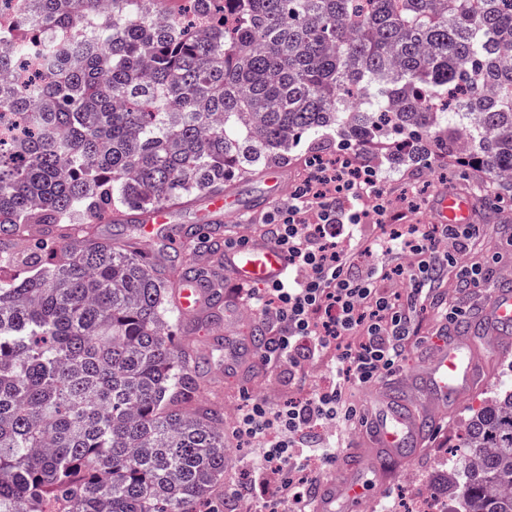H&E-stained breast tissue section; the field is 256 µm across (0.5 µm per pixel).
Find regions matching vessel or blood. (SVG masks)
I'll return each mask as SVG.
<instances>
[{
    "instance_id": "vessel-or-blood-1",
    "label": "vessel or blood",
    "mask_w": 512,
    "mask_h": 512,
    "mask_svg": "<svg viewBox=\"0 0 512 512\" xmlns=\"http://www.w3.org/2000/svg\"><path fill=\"white\" fill-rule=\"evenodd\" d=\"M235 196L217 194L207 201L206 222L223 223L229 215L238 213ZM436 220L441 224L469 223L474 208L468 197L439 189L434 202ZM168 208L155 210L138 233L148 242L167 240L172 222ZM288 261L269 240L249 237L243 245L225 250L224 275L235 288L256 283L275 282L283 278ZM176 303L185 317L204 313L209 306V292L204 280L196 278L181 284ZM512 290L496 289L488 298L479 328V339L468 336L433 338L430 355L421 369L418 382L427 394L426 400L411 408L392 399L382 398L373 408L378 436L376 446L382 457L397 460L411 458L421 443L426 425L455 405L475 386L480 363L478 345L491 347L498 355L512 354ZM377 460L368 458L360 449H348L344 454V474L340 479H327L321 484L318 512H335L338 504L357 508L367 497L362 481L363 470L377 469Z\"/></svg>"
}]
</instances>
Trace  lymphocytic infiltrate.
Masks as SVG:
<instances>
[{"label": "lymphocytic infiltrate", "mask_w": 512, "mask_h": 512, "mask_svg": "<svg viewBox=\"0 0 512 512\" xmlns=\"http://www.w3.org/2000/svg\"><path fill=\"white\" fill-rule=\"evenodd\" d=\"M380 182L377 166L342 143L332 162L313 158L287 204L269 216L266 237L286 255L288 275L262 290L243 291L244 300L272 323L261 361L297 369L326 355L331 382L282 407L254 399L241 409L232 435L255 454L248 460V484L226 485L225 497L245 501L257 494L263 512H283L289 496L301 503L300 512H311V488L337 451L304 450V433L352 422L357 411L344 400L348 384L371 387L400 374L414 315L448 262L441 243L451 241L464 252L479 233L475 224L404 223ZM370 198L388 231L367 244L349 242L345 229L363 222L368 213L358 204ZM406 253L415 264L394 265ZM403 274L408 289H381L379 278Z\"/></svg>", "instance_id": "1"}]
</instances>
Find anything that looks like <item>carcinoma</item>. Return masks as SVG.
I'll return each mask as SVG.
<instances>
[{
  "label": "carcinoma",
  "mask_w": 512,
  "mask_h": 512,
  "mask_svg": "<svg viewBox=\"0 0 512 512\" xmlns=\"http://www.w3.org/2000/svg\"><path fill=\"white\" fill-rule=\"evenodd\" d=\"M34 0L0 31V512H223L224 410L170 273L73 227L207 199L335 129L465 159L512 195V0ZM42 224L46 229L28 234ZM188 249L221 239L184 230ZM456 512H512V390L473 411Z\"/></svg>",
  "instance_id": "carcinoma-1"
}]
</instances>
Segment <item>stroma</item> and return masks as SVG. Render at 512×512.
Listing matches in <instances>:
<instances>
[{"label": "stroma", "mask_w": 512, "mask_h": 512, "mask_svg": "<svg viewBox=\"0 0 512 512\" xmlns=\"http://www.w3.org/2000/svg\"><path fill=\"white\" fill-rule=\"evenodd\" d=\"M339 140L337 132L326 131L319 136L303 139L290 154L283 168L284 177L280 183L279 204H286L292 187L304 180L308 174L307 160L311 151L329 154ZM362 157L374 162L382 176L381 189L392 204H400L408 189L419 190L422 194L420 207L407 213L406 223L428 224L432 221V203L436 191L445 187L454 193L472 197L477 205L473 218L481 229L480 236L464 257L466 265L481 269L485 281L475 290L464 289L456 276L455 269H446L435 285L433 302L419 312L414 325L418 336H435L442 323L437 304L445 299L456 300L464 317L475 321L482 303L490 293L512 278V201H495L482 184L483 174L476 169L461 174L455 161L430 160L429 164L416 166L401 161L392 139L361 146ZM242 208L241 214L226 219L223 239H234L239 229H246L257 235H264L267 211H254V204L267 197V177L238 178L227 186ZM327 371L326 360L307 363L303 375L294 378L288 371L258 366L251 381L242 383L238 375L224 372L223 362H215L207 368L204 379L207 384L206 397L228 412H239L248 398L259 396L261 388H270L267 400L280 404L291 397H301L311 392L317 377ZM512 387V355L494 361L489 366L481 388L466 395L448 417L431 432L422 450L406 465H398L387 478H378L369 473L368 479L374 487L365 505V512H403L401 505L410 501L417 492L428 491L433 496L444 497L441 481L449 468L458 462L453 449L458 436L471 415L472 407L478 406L496 388Z\"/></svg>", "instance_id": "obj_1"}]
</instances>
